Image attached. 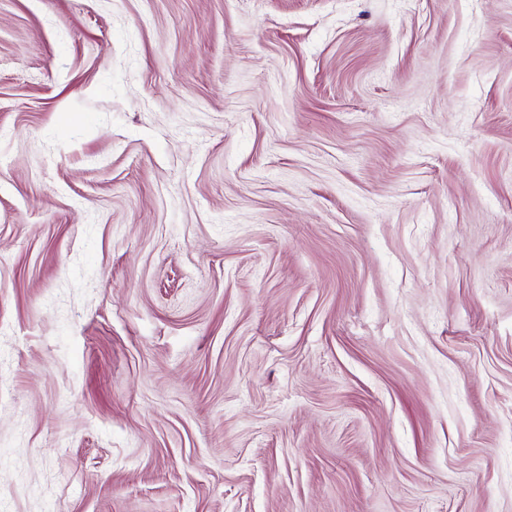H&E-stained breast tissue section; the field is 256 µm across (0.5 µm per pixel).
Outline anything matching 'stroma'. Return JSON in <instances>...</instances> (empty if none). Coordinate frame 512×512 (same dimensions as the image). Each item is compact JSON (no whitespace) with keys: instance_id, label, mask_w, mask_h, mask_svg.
Segmentation results:
<instances>
[{"instance_id":"stroma-1","label":"stroma","mask_w":512,"mask_h":512,"mask_svg":"<svg viewBox=\"0 0 512 512\" xmlns=\"http://www.w3.org/2000/svg\"><path fill=\"white\" fill-rule=\"evenodd\" d=\"M0 512H512V0H0Z\"/></svg>"}]
</instances>
